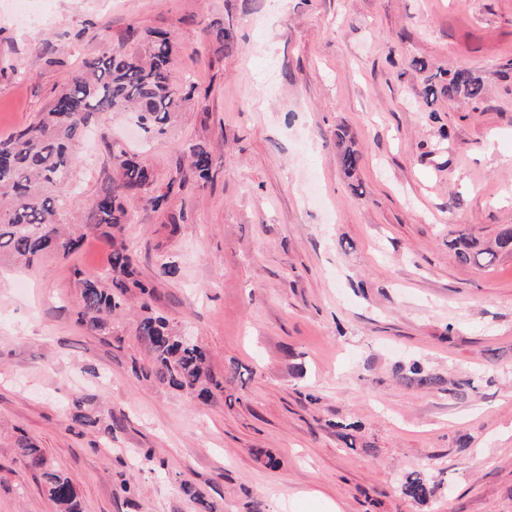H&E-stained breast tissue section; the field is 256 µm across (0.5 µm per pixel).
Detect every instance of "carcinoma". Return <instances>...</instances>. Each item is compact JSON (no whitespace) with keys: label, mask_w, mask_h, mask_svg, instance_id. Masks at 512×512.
Instances as JSON below:
<instances>
[{"label":"carcinoma","mask_w":512,"mask_h":512,"mask_svg":"<svg viewBox=\"0 0 512 512\" xmlns=\"http://www.w3.org/2000/svg\"><path fill=\"white\" fill-rule=\"evenodd\" d=\"M177 48L175 36L168 31H154L143 39L137 53L121 50L85 63V72L75 75L60 91L49 112L38 120L0 140V262L29 264L51 253L62 257L73 254L83 235L67 232L55 222L60 206L56 190L71 179L73 148L86 128L98 118L117 112H133L142 131L161 136L173 124L190 91L174 83L169 64ZM425 92L440 93L448 99L480 100L484 81L467 70L436 71L425 76ZM339 162L345 174L354 176L361 162L355 142L346 134L336 142ZM119 173L117 190L99 196L94 203V227L105 226L111 248L110 282L101 278L79 279L81 323L93 332L106 329L107 320L120 310L128 295L152 296L154 287L138 278L136 258L118 234L129 221L123 203L127 192L151 191L146 198L152 210L162 209L173 183L166 190L151 189L154 174L150 167L123 150L112 152ZM189 167L202 184L211 180L213 156L204 144L190 148ZM462 263H491L499 256L512 254V225L502 226L494 240L486 245L465 233L450 242ZM137 335L149 354L145 376L209 404L224 395V380L240 375L231 366L226 379L216 378L208 364L206 351L195 341L181 336L162 316H145L137 325ZM408 384L431 389L441 384L438 377L420 364L403 369ZM336 429L345 447L356 445L355 422L329 424ZM17 454L33 469L42 471L50 500L57 512H80L78 493L71 480L48 467L40 449L26 440L17 443ZM435 486L419 472H411L397 492L418 502L427 501Z\"/></svg>","instance_id":"obj_1"}]
</instances>
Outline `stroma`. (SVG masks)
I'll use <instances>...</instances> for the list:
<instances>
[{"mask_svg":"<svg viewBox=\"0 0 512 512\" xmlns=\"http://www.w3.org/2000/svg\"><path fill=\"white\" fill-rule=\"evenodd\" d=\"M228 22L222 51L210 28ZM132 29L174 32L192 96L159 139L102 117L73 149L59 219L87 222L116 188V145L163 187L206 144L214 178L171 187L162 211L128 196L122 238L155 295L104 331L78 320L79 277L110 269L100 231L0 266V512H56L22 438L81 512H200L197 491L220 512H512V256L478 268L448 246L512 224V0H56L28 29L0 0V139L87 60L137 50ZM416 58L477 72L485 96L427 103ZM341 131L362 154L352 178ZM147 311L204 346L216 377L248 369L226 386L234 404L144 376ZM411 359L442 386L404 385ZM342 419L361 426L356 448ZM412 471L437 486L426 502L396 491ZM17 454L33 469L42 471L50 500L58 512H81L78 493L71 480L59 471L50 469L40 448L27 440H19Z\"/></svg>","mask_w":512,"mask_h":512,"instance_id":"obj_1","label":"stroma"}]
</instances>
